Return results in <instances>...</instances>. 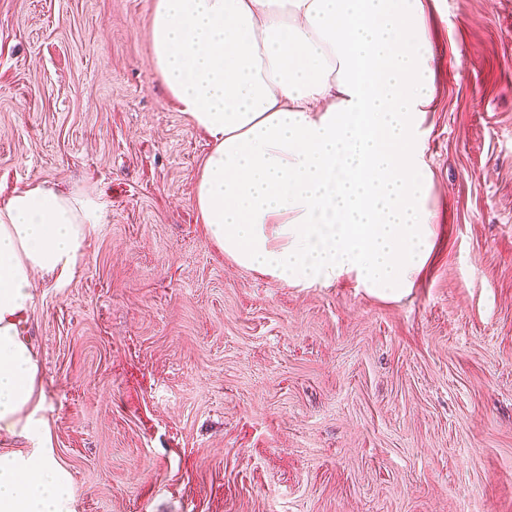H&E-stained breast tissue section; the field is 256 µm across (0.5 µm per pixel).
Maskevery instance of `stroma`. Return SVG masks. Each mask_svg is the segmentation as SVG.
Wrapping results in <instances>:
<instances>
[{
    "label": "stroma",
    "instance_id": "obj_1",
    "mask_svg": "<svg viewBox=\"0 0 512 512\" xmlns=\"http://www.w3.org/2000/svg\"><path fill=\"white\" fill-rule=\"evenodd\" d=\"M154 3L0 0V200L105 209L26 321L72 512H512V0H423L433 249L397 300L207 240Z\"/></svg>",
    "mask_w": 512,
    "mask_h": 512
}]
</instances>
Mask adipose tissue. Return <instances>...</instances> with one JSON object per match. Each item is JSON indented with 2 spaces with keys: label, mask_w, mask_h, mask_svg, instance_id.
<instances>
[{
  "label": "adipose tissue",
  "mask_w": 512,
  "mask_h": 512,
  "mask_svg": "<svg viewBox=\"0 0 512 512\" xmlns=\"http://www.w3.org/2000/svg\"><path fill=\"white\" fill-rule=\"evenodd\" d=\"M152 61L212 148L193 204L239 268L310 288L408 292L432 251L420 127L432 99L422 0H155ZM95 197L35 180L0 201V434L41 405L25 322L37 276L83 258ZM0 452V512H71L51 436Z\"/></svg>",
  "instance_id": "adipose-tissue-1"
}]
</instances>
